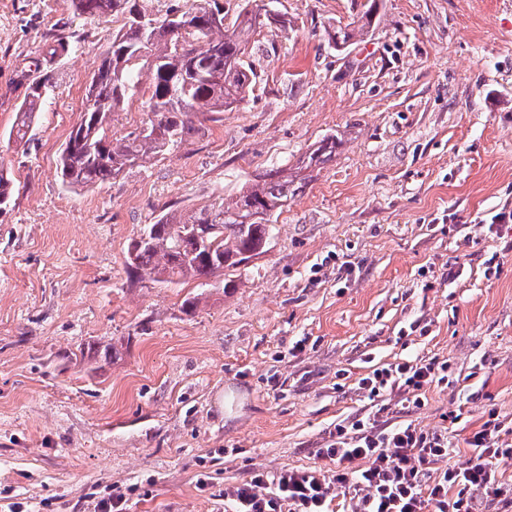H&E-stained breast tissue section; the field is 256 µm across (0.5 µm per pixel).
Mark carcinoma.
Here are the masks:
<instances>
[{
  "mask_svg": "<svg viewBox=\"0 0 512 512\" xmlns=\"http://www.w3.org/2000/svg\"><path fill=\"white\" fill-rule=\"evenodd\" d=\"M240 0L231 27L213 26L222 12L220 0H191L158 17L141 0H69L73 15L84 18L122 15L124 29L85 87L99 106L85 113L70 132L58 159L63 184L79 188L104 184L125 169L140 166L185 140L193 131L191 112H224L240 105L253 91L257 72L246 55L256 26L288 28L279 12L251 8ZM187 16L185 27L172 28L165 17ZM264 20L256 22L258 14ZM374 6L345 25L325 27L328 44L339 49L356 43L373 25ZM66 37L54 34L39 56L16 70V85L25 87L8 139L22 141L31 132L37 112L52 88L53 72L71 53ZM144 65L150 73L145 109L153 114L147 130L124 136L112 133V115L140 84ZM336 155V138L328 137L308 151L297 170L317 167ZM297 176L273 168L234 198H221L182 217L165 214L146 227L147 240H133L126 263L141 279L178 284L185 279L208 281L226 268L238 267L262 253L275 222L298 187ZM15 189L13 172L0 168V210L10 207Z\"/></svg>",
  "mask_w": 512,
  "mask_h": 512,
  "instance_id": "1",
  "label": "carcinoma"
}]
</instances>
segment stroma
<instances>
[{"mask_svg": "<svg viewBox=\"0 0 512 512\" xmlns=\"http://www.w3.org/2000/svg\"><path fill=\"white\" fill-rule=\"evenodd\" d=\"M375 1L373 30L338 52L325 24L368 0H277L291 27L256 32L260 78L238 109L190 113L186 141L73 189L57 159L124 20L0 0V166L16 178L0 216V512H94L109 495L124 512H224L253 472L314 464L336 421L371 413L358 379L407 357L448 365L421 408L383 396L387 422L447 432L426 482L468 461L490 414L512 422V248L489 228L512 211V0ZM54 29L73 49L35 129L9 140L15 71ZM331 135L335 157L304 171L247 264L206 286L129 277L127 247L160 215L295 169Z\"/></svg>", "mask_w": 512, "mask_h": 512, "instance_id": "obj_1", "label": "stroma"}]
</instances>
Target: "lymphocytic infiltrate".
I'll list each match as a JSON object with an SVG mask.
<instances>
[{"instance_id":"obj_1","label":"lymphocytic infiltrate","mask_w":512,"mask_h":512,"mask_svg":"<svg viewBox=\"0 0 512 512\" xmlns=\"http://www.w3.org/2000/svg\"><path fill=\"white\" fill-rule=\"evenodd\" d=\"M448 367L422 359L376 368L359 381L369 397L401 390L412 408L422 404V392L447 382ZM505 425L483 422L467 438L474 455L467 466L448 468L434 483L423 480L429 465L447 458L452 446L447 434L427 432L400 422L379 426L376 417L354 416L337 421L314 466L258 471L225 489L233 512H328V502L354 490L355 512H474L467 492L476 488L497 500L502 512H512V488L499 483L497 472L512 463V448L499 447Z\"/></svg>"}]
</instances>
